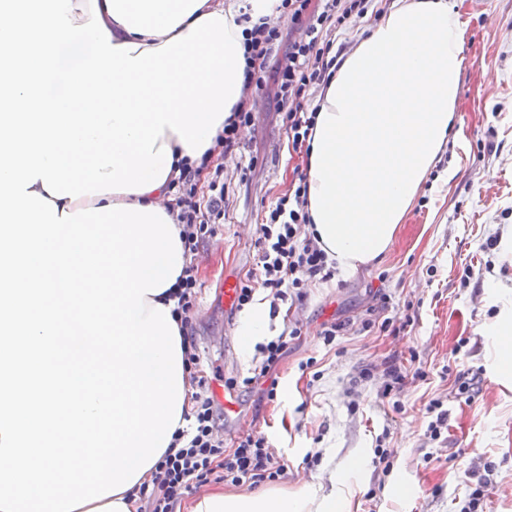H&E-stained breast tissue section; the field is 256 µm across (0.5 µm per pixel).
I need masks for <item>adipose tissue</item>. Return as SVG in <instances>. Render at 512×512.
Masks as SVG:
<instances>
[{"instance_id": "obj_1", "label": "adipose tissue", "mask_w": 512, "mask_h": 512, "mask_svg": "<svg viewBox=\"0 0 512 512\" xmlns=\"http://www.w3.org/2000/svg\"><path fill=\"white\" fill-rule=\"evenodd\" d=\"M252 18L273 0H98L115 45L162 46L202 16L235 24L242 4ZM467 23L459 0H394L331 77L316 114L306 166L313 233L341 272L388 251L449 140L459 138L456 106ZM168 184L143 194L58 200L72 213L110 204L177 207ZM180 512H351L344 495L304 483L258 493L202 491Z\"/></svg>"}]
</instances>
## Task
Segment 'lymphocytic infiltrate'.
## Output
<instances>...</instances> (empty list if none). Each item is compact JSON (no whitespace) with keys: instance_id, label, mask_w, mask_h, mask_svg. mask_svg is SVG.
<instances>
[{"instance_id":"lymphocytic-infiltrate-1","label":"lymphocytic infiltrate","mask_w":512,"mask_h":512,"mask_svg":"<svg viewBox=\"0 0 512 512\" xmlns=\"http://www.w3.org/2000/svg\"><path fill=\"white\" fill-rule=\"evenodd\" d=\"M374 0H282L292 26L304 29L306 37L297 41L284 34L268 18H251L242 13L241 21L251 29L245 42L249 65L244 85L263 90L268 83L277 86L276 98L285 113L288 149L308 153L317 109L318 92L324 91L339 67L333 54V32L347 28L351 20L364 17L374 8ZM171 187L178 197L177 219L183 226L185 252L195 255L201 241L215 232L224 217L222 168H215L207 195L197 193L195 174L184 171ZM307 184L304 172H297L287 195L271 205L265 223L258 228L255 242L261 280L238 284L235 311H242L253 299L255 288L268 290L273 301H304L310 283L330 281L336 266L329 260L314 236L303 235L308 226ZM301 329L285 326L280 334L260 344L261 360L252 375L227 379L224 386L233 390L250 388L276 368L292 340ZM195 404L186 415V424L175 435L180 447L166 453L159 462L151 488L140 491L143 512H173L175 502L190 488L191 481H206L214 469H222L226 483L256 487L285 477L287 465L282 455L270 448L265 437L242 435L231 440L215 436L218 404L207 380H199Z\"/></svg>"}]
</instances>
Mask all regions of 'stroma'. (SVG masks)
Returning a JSON list of instances; mask_svg holds the SVG:
<instances>
[{"label": "stroma", "instance_id": "stroma-1", "mask_svg": "<svg viewBox=\"0 0 512 512\" xmlns=\"http://www.w3.org/2000/svg\"><path fill=\"white\" fill-rule=\"evenodd\" d=\"M462 11L469 20L457 104L463 138L448 143L436 168L440 175L456 168L455 178L438 191L425 187L378 260L314 283L303 304L279 305L269 334L288 320L300 323L302 334L279 367L277 397L267 403L259 392L236 389L238 413L219 428L227 439L263 433L287 459L288 487L361 457L348 479L352 512H459L484 477L494 485L484 512H512L503 483L512 476V375L498 369L486 334L499 308L512 304V264L501 258L512 226V0H463ZM252 115L242 145L258 164L244 177L224 158L225 217L195 260L201 292L190 313L192 334L213 385L249 376L255 366L237 336L243 313H230L217 294L225 278L254 275L256 226L305 160L288 153L273 89L256 94ZM468 266L476 275H465ZM380 291L391 297L380 316L395 328L362 329ZM334 319L350 328L327 346L318 332ZM389 360L427 374L396 392L397 411L379 396ZM478 370L483 383L466 399L457 379ZM435 398L448 411V428L432 442L425 407ZM379 447L389 456L385 473L372 463ZM468 464L470 479L463 474Z\"/></svg>", "mask_w": 512, "mask_h": 512}]
</instances>
